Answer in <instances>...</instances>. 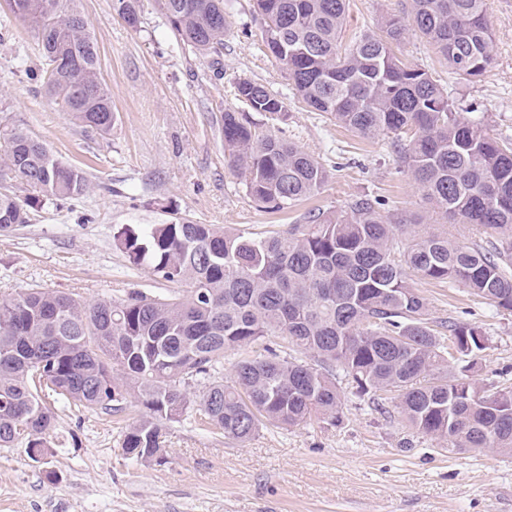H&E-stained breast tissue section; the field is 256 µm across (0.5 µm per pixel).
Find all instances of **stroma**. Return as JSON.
Here are the masks:
<instances>
[{"mask_svg":"<svg viewBox=\"0 0 512 512\" xmlns=\"http://www.w3.org/2000/svg\"><path fill=\"white\" fill-rule=\"evenodd\" d=\"M409 0H349L342 44L375 32L387 15H404ZM98 44L101 79L116 116L112 134L74 124L45 92L34 34L0 0V130L24 127L62 161L82 170L88 191L49 201L30 223L0 235V297L50 288L85 300L129 292L166 294L169 283L131 269L114 244L125 225L189 217L248 232L299 221L309 209L340 210L354 197L381 199L389 214L426 223L466 241L468 224L433 223V209L386 137L363 139L326 115L308 111L280 63L260 45L250 0H227L224 48L202 54L172 33L159 0H139L141 23L128 26L112 0H79ZM494 61L471 82L417 36L403 53L429 70L461 108L488 118L491 133L512 139V0H487ZM281 98L275 119L253 114L278 137L295 142L326 169L312 198L279 212L257 206L224 154L228 111L241 79ZM430 324L456 318L483 328L488 344L478 379L512 373V313L469 297L461 287L415 281ZM53 456L32 462L23 446L0 449V512H512V456L460 454L410 429L397 413L348 396L331 425L311 420L267 428L247 443L225 438L188 410L167 428V461L123 458L120 438L135 403L105 413L52 403Z\"/></svg>","mask_w":512,"mask_h":512,"instance_id":"stroma-1","label":"stroma"}]
</instances>
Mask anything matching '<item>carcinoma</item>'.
<instances>
[{
  "mask_svg": "<svg viewBox=\"0 0 512 512\" xmlns=\"http://www.w3.org/2000/svg\"><path fill=\"white\" fill-rule=\"evenodd\" d=\"M9 4L37 38L47 94L74 123L111 135L98 46L75 0ZM161 6L183 44L223 48L224 0ZM113 8L139 23L138 0ZM251 17L299 100L364 138L393 136L398 160L443 222L471 224L481 239L412 231L369 195L258 234L189 218L122 226L113 239L130 264L177 288L119 300L44 288L1 298L0 448L23 443L35 463L51 453L52 394L107 413L134 399L139 417L121 437L122 455L162 462L168 424L192 404L244 443L267 424L334 425L349 393L383 410L390 393L409 427L452 450L512 455V386L477 396L471 359L485 349V332L452 319L433 328L412 284L459 285L512 311V141L493 137L485 117H465L432 73L399 55L412 33L453 73L480 79L493 60L486 0H410L407 18H385L380 32L355 36L342 52L346 0H253ZM234 95L252 112L284 110L258 82L239 80ZM222 132L230 167L265 208H291L328 178L314 157L245 114L224 113ZM0 166L28 190L22 199L0 192V235L29 223L42 201L89 189L83 171L19 125L5 133ZM267 336L286 340L289 353L244 356L224 380V353Z\"/></svg>",
  "mask_w": 512,
  "mask_h": 512,
  "instance_id": "carcinoma-1",
  "label": "carcinoma"
}]
</instances>
